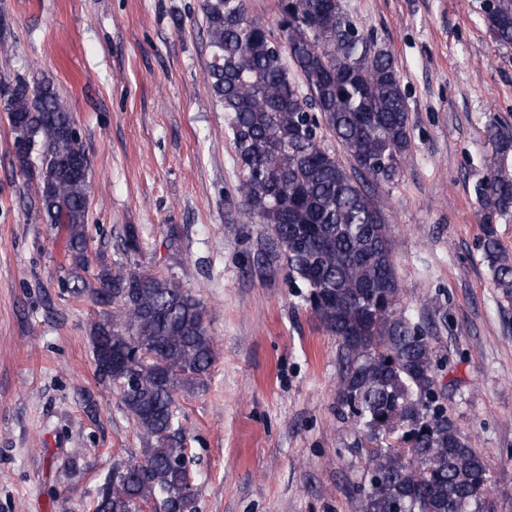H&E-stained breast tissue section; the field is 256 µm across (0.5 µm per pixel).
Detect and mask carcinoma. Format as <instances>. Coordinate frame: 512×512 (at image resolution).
<instances>
[{
    "mask_svg": "<svg viewBox=\"0 0 512 512\" xmlns=\"http://www.w3.org/2000/svg\"><path fill=\"white\" fill-rule=\"evenodd\" d=\"M210 62L205 85L227 117L240 168L244 216L270 231L294 283L339 343V399L367 457L361 512H491V476L435 390L429 338L398 311L388 228L371 181L389 182L411 145L410 109L391 53L369 40L342 0H278L275 41L246 0H201ZM493 39L512 45V0L485 13ZM294 68L302 77L291 76ZM0 109L15 117L31 151L15 163L36 184V213L61 234L73 270L88 271L90 156L72 112L44 75L12 80ZM330 133L352 160L322 146ZM483 208L512 213V137L491 124ZM482 249L497 288L512 298V257L494 225ZM98 307L91 340L100 380L117 389L145 441L141 459L105 476L92 512H196L176 393L204 384L216 359L200 302L174 278L112 267L62 284Z\"/></svg>",
    "mask_w": 512,
    "mask_h": 512,
    "instance_id": "carcinoma-1",
    "label": "carcinoma"
}]
</instances>
